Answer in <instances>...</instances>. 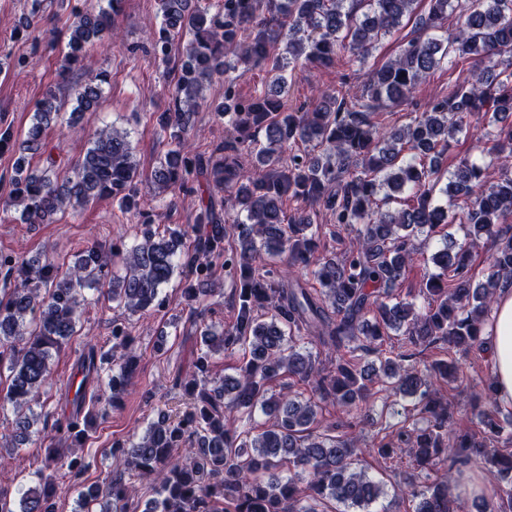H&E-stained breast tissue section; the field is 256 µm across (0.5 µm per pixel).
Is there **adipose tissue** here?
I'll use <instances>...</instances> for the list:
<instances>
[{
  "label": "adipose tissue",
  "mask_w": 512,
  "mask_h": 512,
  "mask_svg": "<svg viewBox=\"0 0 512 512\" xmlns=\"http://www.w3.org/2000/svg\"><path fill=\"white\" fill-rule=\"evenodd\" d=\"M484 337L495 361L498 398L512 405V285L499 289Z\"/></svg>",
  "instance_id": "obj_1"
}]
</instances>
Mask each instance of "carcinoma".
<instances>
[{
  "label": "carcinoma",
  "instance_id": "carcinoma-1",
  "mask_svg": "<svg viewBox=\"0 0 512 512\" xmlns=\"http://www.w3.org/2000/svg\"><path fill=\"white\" fill-rule=\"evenodd\" d=\"M417 0H158L161 20L154 33L157 54L168 56L185 41L175 65L169 109L160 126L175 147L160 157L151 178L155 191L188 189L204 177L212 192L196 210L194 223L161 235L145 225L141 240L126 248H86L69 266L51 261L1 256L5 277L19 281L0 290V367L9 371L0 402L17 410L39 404L51 384L52 359L77 332L81 290L102 284L112 301L130 313L160 304L187 240L193 253L187 276L201 287L186 289L196 304L189 320L200 330L203 347L193 371L177 375L174 388L188 402L171 415L162 412L141 437L112 448L128 476L154 494L147 512H336L369 506L383 484L355 466L366 453L391 460L402 473L400 491L412 512H466L451 477L424 484L442 463L466 465L480 458L489 485L473 498L477 512H512V417L502 418L496 380H484L473 405L481 430L453 434L451 404L439 390L457 379L454 359L421 362L423 351H486L481 333L498 288L512 282V175L487 180L488 167L463 157L446 172L444 158L457 136L472 141L482 156L492 154L501 168L512 167V0H429L417 25L440 35L410 39L399 54L368 69L361 89H319L310 110L289 112L284 95L288 73L303 65L330 67L341 50L363 61L381 39L411 19ZM124 0L107 6L87 4L73 13L62 51L59 76L73 70L75 116L98 107L105 70L87 63L86 48L117 36L115 24ZM366 10L358 15V6ZM459 23L446 27L448 8ZM473 63L471 81L452 94L430 100L424 111L400 127L378 118L375 105L400 104L444 63ZM270 75L267 88L239 97L236 80L254 68ZM224 77V116L228 137L208 158L192 155L194 134L206 86ZM60 111L49 89L34 106L23 152L9 175L8 198L0 208L15 209L23 224H45L65 209L98 198L135 204L138 163L128 134L105 126L88 140L74 175L56 161L37 174L28 154L42 148V136ZM483 115L482 133L472 118ZM301 142L311 150L293 152ZM296 207L290 213L284 199ZM403 199L404 207L388 205ZM332 216L329 235L354 233L340 252L320 251L319 211ZM460 226L463 241L448 243L442 228ZM442 235L432 256L436 271L422 280L417 297L394 293L417 254L415 239ZM497 244L484 280L470 273L472 252L483 237ZM236 246L226 249L224 242ZM282 259L278 269L257 264L260 254ZM224 259V277L233 290L237 315L217 332L206 322L212 262ZM120 268L121 273L113 272ZM319 283L308 288L298 277ZM112 340L121 354L97 363L94 348L81 355L84 377L69 414L52 425L58 440H82L90 412L107 387L115 402L131 384L135 355L126 321L112 320ZM320 348L331 357L312 353ZM248 351L233 375L212 372V357ZM375 360L363 364L361 357ZM290 383L269 392L281 375ZM392 381L395 392L413 402L418 421L391 432L362 409L377 385ZM330 403L343 417L318 426V411ZM267 416L256 426L253 415ZM501 439L506 450L488 451L485 440ZM91 467L90 457L64 456L46 449L37 485L15 496L0 491V512H52L54 481H75ZM135 485L112 480V505L102 512H126Z\"/></svg>",
  "mask_w": 512,
  "mask_h": 512
}]
</instances>
